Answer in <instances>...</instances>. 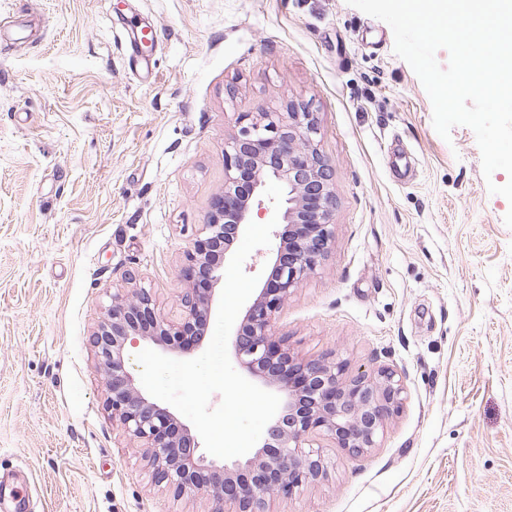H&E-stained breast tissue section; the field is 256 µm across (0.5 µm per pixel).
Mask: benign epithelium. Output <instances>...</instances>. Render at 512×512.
Returning <instances> with one entry per match:
<instances>
[{
	"mask_svg": "<svg viewBox=\"0 0 512 512\" xmlns=\"http://www.w3.org/2000/svg\"><path fill=\"white\" fill-rule=\"evenodd\" d=\"M258 116L224 147V189L213 197L201 236L180 269L179 318H164L150 290L133 288L112 295L93 338L106 408L142 444L151 484L175 497L204 494L208 512H270V500L328 477L330 461L317 440L359 457L376 446L405 400L404 384L392 369L351 374L333 351L297 362L287 340L274 335L275 312L329 252L336 199L332 167L314 145L315 114L291 103L286 112ZM269 181L283 189L278 220L284 228L270 277L246 308L233 348L239 365L282 397V407L251 457L219 465L197 453L198 442L167 407L141 392L125 347L139 338L181 351L200 343L223 279L213 249L229 250Z\"/></svg>",
	"mask_w": 512,
	"mask_h": 512,
	"instance_id": "benign-epithelium-1",
	"label": "benign epithelium"
}]
</instances>
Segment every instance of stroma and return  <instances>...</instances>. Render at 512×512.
I'll return each instance as SVG.
<instances>
[{
  "label": "stroma",
  "instance_id": "obj_1",
  "mask_svg": "<svg viewBox=\"0 0 512 512\" xmlns=\"http://www.w3.org/2000/svg\"><path fill=\"white\" fill-rule=\"evenodd\" d=\"M155 28L131 54L126 35ZM315 112L334 241L275 315L298 360L388 367L402 409L273 512H512V208L347 0H0V475L28 512H208L150 483L91 337L114 292L180 313L248 116Z\"/></svg>",
  "mask_w": 512,
  "mask_h": 512
}]
</instances>
